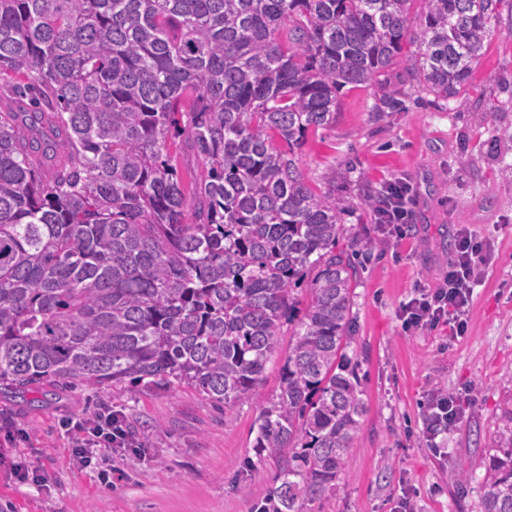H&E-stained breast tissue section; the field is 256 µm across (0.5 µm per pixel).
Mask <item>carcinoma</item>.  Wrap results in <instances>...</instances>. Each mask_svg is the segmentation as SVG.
I'll list each match as a JSON object with an SVG mask.
<instances>
[{"instance_id":"obj_1","label":"carcinoma","mask_w":512,"mask_h":512,"mask_svg":"<svg viewBox=\"0 0 512 512\" xmlns=\"http://www.w3.org/2000/svg\"><path fill=\"white\" fill-rule=\"evenodd\" d=\"M0 0V387L190 385L260 409V512L340 494L365 412L347 348L372 243L296 149L397 63L463 99L503 0ZM196 162L186 196L169 144ZM298 319L296 286L308 273ZM279 393L260 387L285 322ZM481 512H512V428Z\"/></svg>"}]
</instances>
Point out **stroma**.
I'll use <instances>...</instances> for the list:
<instances>
[{"label": "stroma", "instance_id": "stroma-1", "mask_svg": "<svg viewBox=\"0 0 512 512\" xmlns=\"http://www.w3.org/2000/svg\"><path fill=\"white\" fill-rule=\"evenodd\" d=\"M403 107L379 112L384 91ZM468 102L438 101L394 66L389 88L369 82L342 90L336 124L309 131L299 167L315 190L348 197L344 243L371 239L375 256L353 287L347 350L367 410L339 496L305 512H395L411 493L418 512H481L473 487L482 462L512 428V151L496 141L512 130V5L492 20ZM413 184L414 223L394 242L361 201L387 182ZM490 244L474 290L468 332L404 333L398 311L417 282L437 285L455 234ZM462 394L463 419L444 435L443 456L426 447L422 404L429 389ZM123 411L142 440L100 470L71 461L66 421L102 404ZM259 415L245 404L214 406L197 389L72 386L41 396L0 389V512H255L285 457L260 459ZM472 483H458L459 462Z\"/></svg>", "mask_w": 512, "mask_h": 512}]
</instances>
